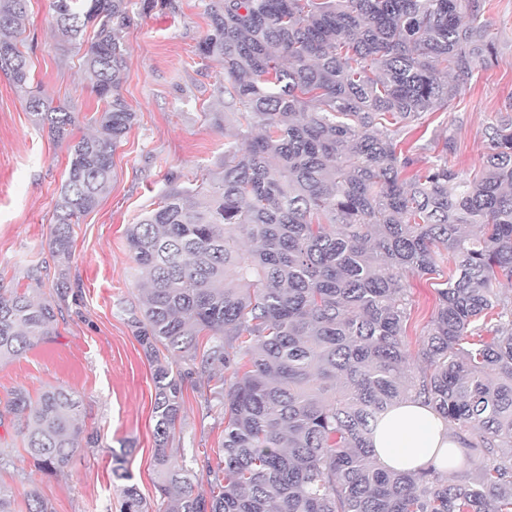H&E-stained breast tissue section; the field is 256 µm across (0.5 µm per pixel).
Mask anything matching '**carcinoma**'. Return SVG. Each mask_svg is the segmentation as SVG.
<instances>
[{
    "label": "carcinoma",
    "mask_w": 512,
    "mask_h": 512,
    "mask_svg": "<svg viewBox=\"0 0 512 512\" xmlns=\"http://www.w3.org/2000/svg\"><path fill=\"white\" fill-rule=\"evenodd\" d=\"M28 0H0V70L39 125L69 140L50 263H70L72 225L95 210L135 120L121 92L131 0H55L49 21L69 43L94 35L83 69L103 104L95 132L73 138L75 115L32 87L20 49ZM486 0H206L199 43L242 105L224 172L175 183L128 226L143 279L122 308L154 363L156 490L163 512H512V117L489 133L480 174L448 165L451 140L412 175L389 125L446 111L476 70L497 61ZM255 244L244 251L240 238ZM454 272L413 373L410 276ZM67 291L38 301L0 289V362L57 335ZM209 336L199 346L198 336ZM185 364L173 368L170 358ZM207 375L224 411L209 492L169 445L184 393ZM409 396L447 422L473 478L433 469L392 473L372 458L380 415ZM81 402L62 385L37 403L16 389L0 408L35 467L66 473L83 446ZM122 512H150L133 484Z\"/></svg>",
    "instance_id": "1"
}]
</instances>
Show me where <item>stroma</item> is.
I'll return each instance as SVG.
<instances>
[{
	"instance_id": "35a3bbf8",
	"label": "stroma",
	"mask_w": 512,
	"mask_h": 512,
	"mask_svg": "<svg viewBox=\"0 0 512 512\" xmlns=\"http://www.w3.org/2000/svg\"><path fill=\"white\" fill-rule=\"evenodd\" d=\"M54 0H29L22 35L33 83L55 103L74 112L77 133L101 105L86 79L78 45L50 28ZM492 33L500 44L497 63L476 72L455 106L426 114L399 131L400 146L417 168L440 154L452 138L456 169L482 168L487 133L512 107V0H487ZM208 29L201 0H149L134 8L123 31L128 46L121 92L135 120L114 155L112 184L93 212L74 227L72 288L56 336L22 356L0 363V401L17 388L38 398L49 385L72 389L82 400L81 420L100 445L77 455L64 476H46L26 459L10 426H0V448L16 464L0 468V486L11 491L17 512L37 493L53 512H120L121 483L113 454L125 458L128 483L157 505L153 470L152 365L119 303H136L139 281L126 246V229L155 209L170 183L183 186L219 176L224 169V134L234 131L219 82L222 66L201 60L197 47ZM68 144L36 125L23 96L0 72V288L55 293V277L33 285L30 266L49 255L55 202L64 179ZM407 281L412 311L407 324L410 354H417L453 266ZM205 387L187 390L184 412L171 448L178 464L200 470L205 455L224 439L220 407H207Z\"/></svg>"
}]
</instances>
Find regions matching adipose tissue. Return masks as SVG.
<instances>
[{
    "label": "adipose tissue",
    "instance_id": "obj_1",
    "mask_svg": "<svg viewBox=\"0 0 512 512\" xmlns=\"http://www.w3.org/2000/svg\"><path fill=\"white\" fill-rule=\"evenodd\" d=\"M377 464L388 470L435 469L449 473L457 465L451 453L458 443L433 408L414 399L403 400L379 419L372 437Z\"/></svg>",
    "mask_w": 512,
    "mask_h": 512
}]
</instances>
